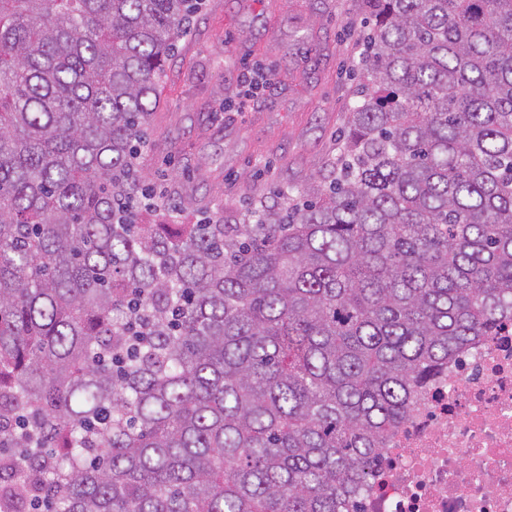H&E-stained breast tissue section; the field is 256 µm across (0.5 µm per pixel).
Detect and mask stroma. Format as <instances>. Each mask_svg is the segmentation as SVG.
<instances>
[{
	"mask_svg": "<svg viewBox=\"0 0 512 512\" xmlns=\"http://www.w3.org/2000/svg\"><path fill=\"white\" fill-rule=\"evenodd\" d=\"M365 18L363 0H201L137 158L154 195L189 202L192 222L239 224L319 183L356 101ZM257 67L273 76L237 111Z\"/></svg>",
	"mask_w": 512,
	"mask_h": 512,
	"instance_id": "1",
	"label": "stroma"
}]
</instances>
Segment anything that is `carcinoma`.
Instances as JSON below:
<instances>
[{"mask_svg":"<svg viewBox=\"0 0 512 512\" xmlns=\"http://www.w3.org/2000/svg\"><path fill=\"white\" fill-rule=\"evenodd\" d=\"M327 180L138 222L193 0H0V512H350L442 365L512 321V0H365Z\"/></svg>","mask_w":512,"mask_h":512,"instance_id":"carcinoma-1","label":"carcinoma"}]
</instances>
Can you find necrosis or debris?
<instances>
[{
  "mask_svg": "<svg viewBox=\"0 0 512 512\" xmlns=\"http://www.w3.org/2000/svg\"><path fill=\"white\" fill-rule=\"evenodd\" d=\"M353 512H512V329L420 389Z\"/></svg>",
  "mask_w": 512,
  "mask_h": 512,
  "instance_id": "necrosis-or-debris-1",
  "label": "necrosis or debris"
}]
</instances>
